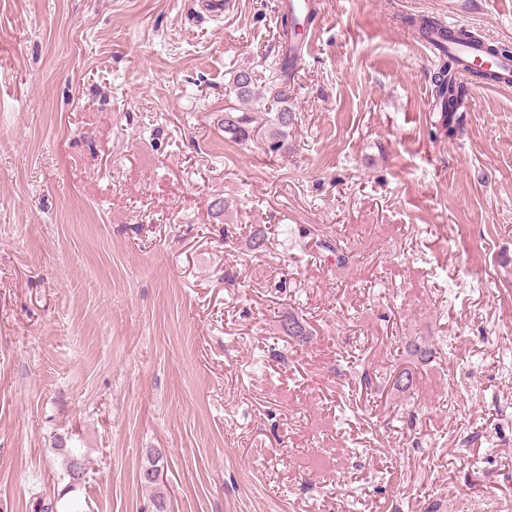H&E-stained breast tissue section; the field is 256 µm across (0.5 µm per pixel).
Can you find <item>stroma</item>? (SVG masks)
I'll list each match as a JSON object with an SVG mask.
<instances>
[{
	"instance_id": "stroma-1",
	"label": "stroma",
	"mask_w": 512,
	"mask_h": 512,
	"mask_svg": "<svg viewBox=\"0 0 512 512\" xmlns=\"http://www.w3.org/2000/svg\"><path fill=\"white\" fill-rule=\"evenodd\" d=\"M285 3L0 0V512H512V87L438 133L407 23L512 0H319L272 153ZM281 55L278 62V72L272 86L265 90L255 85L252 71L241 68L234 72L232 86L236 98L246 105L262 106L266 114H272L266 120L264 137L270 152L275 153L281 149V141L288 134V127L292 126L296 114L288 106L289 89L295 73L302 62L301 33L305 25L298 19L293 11L288 10V4L281 15ZM270 102L271 108L267 107ZM267 107V108H266ZM254 112H225L224 132L239 142H247L254 136L256 127L254 123Z\"/></svg>"
}]
</instances>
